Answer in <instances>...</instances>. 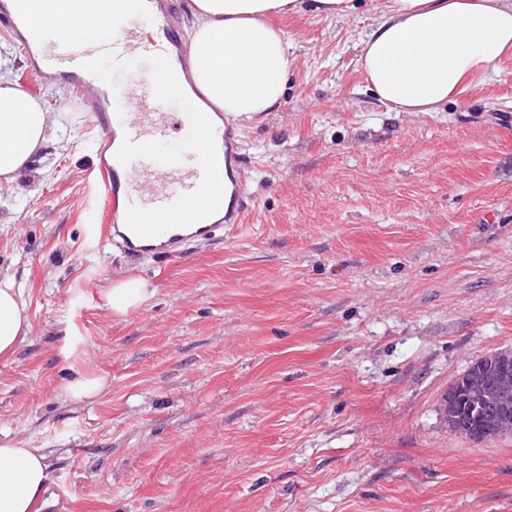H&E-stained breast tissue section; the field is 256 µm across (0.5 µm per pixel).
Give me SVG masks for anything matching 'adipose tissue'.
Here are the masks:
<instances>
[{
	"label": "adipose tissue",
	"instance_id": "adipose-tissue-1",
	"mask_svg": "<svg viewBox=\"0 0 512 512\" xmlns=\"http://www.w3.org/2000/svg\"><path fill=\"white\" fill-rule=\"evenodd\" d=\"M355 0H191V79L224 114L252 119L286 91L288 38L269 22L311 9L347 17ZM512 54V0H383L358 44L368 89L400 112H435ZM50 112L0 73V180L12 183L46 148ZM23 290L0 279V356L27 336ZM49 479L45 455L0 440V512H35Z\"/></svg>",
	"mask_w": 512,
	"mask_h": 512
}]
</instances>
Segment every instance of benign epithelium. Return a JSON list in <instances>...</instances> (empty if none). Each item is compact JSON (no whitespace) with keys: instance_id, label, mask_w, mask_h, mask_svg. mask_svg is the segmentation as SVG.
<instances>
[{"instance_id":"7a95c632","label":"benign epithelium","mask_w":512,"mask_h":512,"mask_svg":"<svg viewBox=\"0 0 512 512\" xmlns=\"http://www.w3.org/2000/svg\"><path fill=\"white\" fill-rule=\"evenodd\" d=\"M448 428L477 444L512 434V350L486 353L443 394Z\"/></svg>"}]
</instances>
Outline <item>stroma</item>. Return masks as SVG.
Returning <instances> with one entry per match:
<instances>
[{
    "label": "stroma",
    "mask_w": 512,
    "mask_h": 512,
    "mask_svg": "<svg viewBox=\"0 0 512 512\" xmlns=\"http://www.w3.org/2000/svg\"><path fill=\"white\" fill-rule=\"evenodd\" d=\"M373 0L289 40L279 106L229 129L241 223L179 257L100 234L80 97L0 34L59 142L0 190V276L31 330L0 357V440L49 465L40 512H512V435L474 444L443 393L512 349V58L436 112L367 88ZM150 293L116 312L105 291ZM102 380L74 400L75 379ZM145 283L140 279L117 282L107 291L108 302L119 312L139 306L147 296Z\"/></svg>",
    "instance_id": "stroma-1"
}]
</instances>
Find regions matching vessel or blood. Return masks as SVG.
Returning a JSON list of instances; mask_svg holds the SVG:
<instances>
[{
    "label": "vessel or blood",
    "mask_w": 512,
    "mask_h": 512,
    "mask_svg": "<svg viewBox=\"0 0 512 512\" xmlns=\"http://www.w3.org/2000/svg\"><path fill=\"white\" fill-rule=\"evenodd\" d=\"M68 22L71 31L62 39L32 14L0 0V31L21 43L30 70L67 82L84 97L88 125L100 144L97 173L103 206L97 222L105 238L121 239L130 257L146 251L172 256L189 242L215 238L225 224L239 223V213L233 212L210 224L170 225L163 238L154 225L132 220L138 212L191 209L199 214L205 206L209 171L196 156H186L179 167L146 182L136 180L171 129L172 96L166 86L188 70L189 50L173 0H144L142 17L129 19L120 37L99 43L83 39L84 30L103 23L95 0H69ZM158 53L167 60L162 74H150L144 84L114 96L109 70L123 68L133 57L151 64Z\"/></svg>",
    "instance_id": "vessel-or-blood-1"
}]
</instances>
